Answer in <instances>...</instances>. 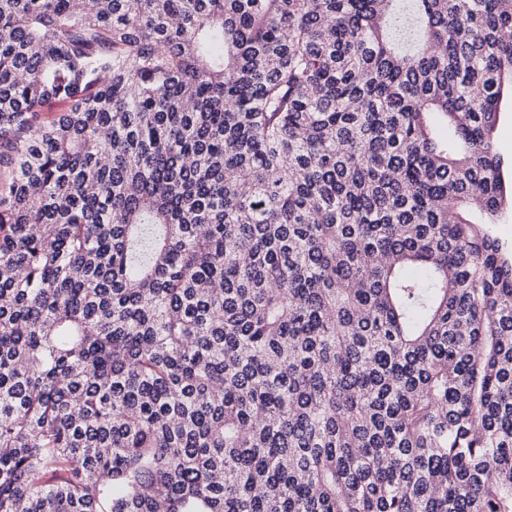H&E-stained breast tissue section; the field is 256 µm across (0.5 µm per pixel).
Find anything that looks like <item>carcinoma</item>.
<instances>
[{"instance_id":"cac0c4a2","label":"carcinoma","mask_w":512,"mask_h":512,"mask_svg":"<svg viewBox=\"0 0 512 512\" xmlns=\"http://www.w3.org/2000/svg\"><path fill=\"white\" fill-rule=\"evenodd\" d=\"M507 29L0 0V512H512ZM501 116L497 131V145L504 156H512V101L510 97L501 103Z\"/></svg>"}]
</instances>
